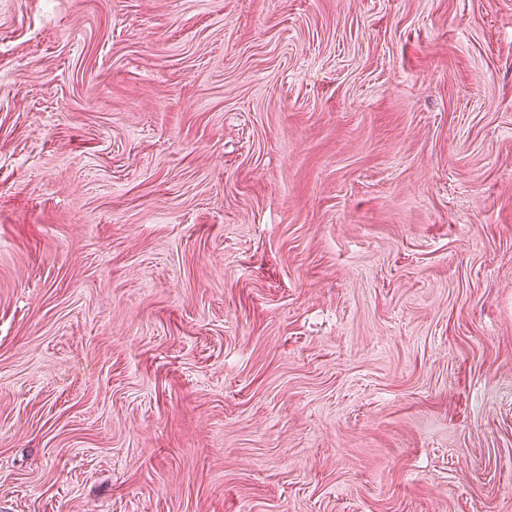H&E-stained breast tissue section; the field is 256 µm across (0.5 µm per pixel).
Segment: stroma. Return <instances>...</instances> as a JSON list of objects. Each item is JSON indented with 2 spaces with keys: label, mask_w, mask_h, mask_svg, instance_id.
<instances>
[{
  "label": "stroma",
  "mask_w": 512,
  "mask_h": 512,
  "mask_svg": "<svg viewBox=\"0 0 512 512\" xmlns=\"http://www.w3.org/2000/svg\"><path fill=\"white\" fill-rule=\"evenodd\" d=\"M0 512H512V0H0Z\"/></svg>",
  "instance_id": "1"
}]
</instances>
